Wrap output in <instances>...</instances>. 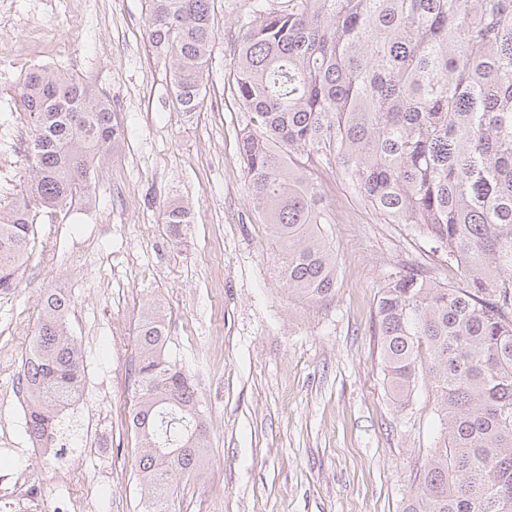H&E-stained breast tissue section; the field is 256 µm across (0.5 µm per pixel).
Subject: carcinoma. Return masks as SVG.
Wrapping results in <instances>:
<instances>
[{
  "label": "carcinoma",
  "mask_w": 512,
  "mask_h": 512,
  "mask_svg": "<svg viewBox=\"0 0 512 512\" xmlns=\"http://www.w3.org/2000/svg\"><path fill=\"white\" fill-rule=\"evenodd\" d=\"M149 43L173 72L183 112L204 101L213 0H149ZM231 92L245 114L240 151L279 281L331 297L336 253L315 167L334 161L383 224H407L459 273L411 269L378 300L381 363L394 400L425 373L441 426L404 512H512V0H256L241 25ZM32 118L26 195H0V291L29 254L32 206L91 199L92 178L124 129L106 94L60 69L22 83ZM190 208L167 205L173 241ZM50 293L23 364L27 432L58 444L84 365ZM164 309L143 308L129 385L143 512H170L174 486L208 448L200 400L166 353Z\"/></svg>",
  "instance_id": "cac0c4a2"
}]
</instances>
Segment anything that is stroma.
<instances>
[{"mask_svg": "<svg viewBox=\"0 0 512 512\" xmlns=\"http://www.w3.org/2000/svg\"><path fill=\"white\" fill-rule=\"evenodd\" d=\"M253 3L214 0L205 100L186 113L149 46L148 0H0V58L11 62L0 67V193L30 183L20 85L32 68L102 89L125 130L90 203L37 212L16 286L0 293V512H71L76 473L99 491L90 512H141L124 419L135 328L150 303L167 313V350L192 376L209 427L171 512H404L416 491L440 424L430 386L399 405L383 381L378 299L412 268L443 283L459 274L407 225L378 223L328 165L317 187L333 217L336 293L315 303L278 282L228 83ZM169 202L192 214L177 243L161 224ZM50 292L70 301L86 369L74 430L53 459L27 434L18 385Z\"/></svg>", "mask_w": 512, "mask_h": 512, "instance_id": "1", "label": "stroma"}]
</instances>
